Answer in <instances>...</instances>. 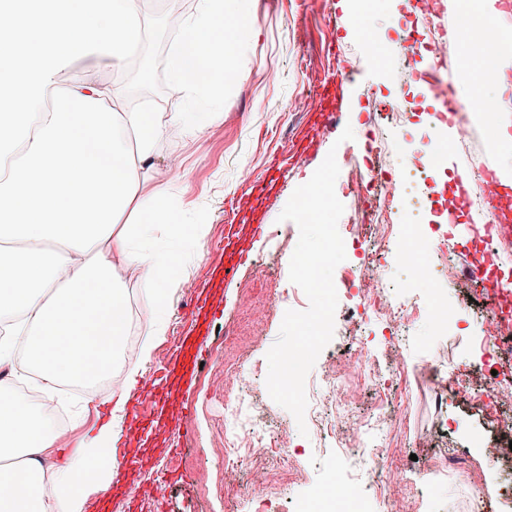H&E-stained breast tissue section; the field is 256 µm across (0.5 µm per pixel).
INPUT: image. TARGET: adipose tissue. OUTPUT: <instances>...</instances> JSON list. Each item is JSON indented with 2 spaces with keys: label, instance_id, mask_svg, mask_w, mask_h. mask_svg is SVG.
I'll list each match as a JSON object with an SVG mask.
<instances>
[{
  "label": "adipose tissue",
  "instance_id": "ef3b65f1",
  "mask_svg": "<svg viewBox=\"0 0 512 512\" xmlns=\"http://www.w3.org/2000/svg\"><path fill=\"white\" fill-rule=\"evenodd\" d=\"M143 38L141 0H0V324L25 337L50 396L111 372L128 333L124 271L153 302L139 356L150 359L167 328L173 272L195 243L181 205L143 184L187 191L186 170L160 166L154 146L174 132L201 137L214 113L112 112L101 89L81 82L46 103L61 73L81 61L121 68ZM476 74L512 187V39L499 35ZM160 228L184 250L157 247ZM14 351L0 340V512H82L89 495L111 499L131 377L111 391V422L73 445L43 405L13 392ZM68 447L45 486L43 459Z\"/></svg>",
  "mask_w": 512,
  "mask_h": 512
}]
</instances>
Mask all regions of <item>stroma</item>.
<instances>
[{"label":"stroma","mask_w":512,"mask_h":512,"mask_svg":"<svg viewBox=\"0 0 512 512\" xmlns=\"http://www.w3.org/2000/svg\"><path fill=\"white\" fill-rule=\"evenodd\" d=\"M440 3L448 36L462 48L455 59L461 77L456 92L469 97L476 62L487 45L465 36L454 0ZM408 13V0H384L369 12L365 30L355 32L340 0H256L243 69L221 116L199 139L170 137L158 144L159 164L179 163L189 172L190 187L182 201L195 213L201 255L183 265L175 280L167 330L155 340L150 360H123L114 366L119 376L135 372L133 393L163 376L171 395L150 436L132 443L139 470L121 467L112 482L111 501L104 505L89 498L84 512H124L129 503L136 512H252V505H237L224 489V409L237 392L229 375L237 367L251 376L254 416L278 427L290 445L291 457L275 471L274 491L265 497L267 512H345V504L324 486L333 474L348 481L354 494H364V481L354 477L359 465L369 471L382 468L384 478L403 489L394 502L370 501L369 512H470L469 485L434 467L441 448L478 452L483 419L455 394L449 395L447 406H436L433 382L418 388L412 375L430 358L440 379H447L453 367L471 365L476 345L487 334L490 305L473 294L468 278L467 207L456 208L455 252L444 258L424 255L430 265L439 266V273L410 279L395 259L384 263L393 286L392 303L411 301L418 310L398 350L388 343L391 331L385 319L365 313L360 296L349 287L364 261L350 239L379 240L383 231L370 224H349L346 217L338 223L348 244L345 261L334 271V336L306 377V394L320 411L326 410L332 403L327 384L332 378L345 382L342 403L358 414H372L378 402H385L387 415L379 421L388 448L384 463L372 457L356 462L344 451L352 440L350 429H330L317 415H306L308 432L300 434L292 414L270 398L264 378L266 354L278 338L283 311L309 306L305 293L289 280L299 230L294 222L280 221L279 215L331 148L351 153L362 170L369 141L383 138L393 174L426 169L429 177L418 181L417 191L445 206L455 203L460 172L499 167L488 116L482 112L471 117V141L454 148L446 164L438 166L415 154L419 143H442L454 131L444 124L431 128L440 100L426 83L404 80L402 18ZM314 74L320 85H309ZM78 80L120 92L116 111L131 110L132 100L123 93L124 70L81 63L67 71L60 87L68 89ZM394 98L407 102L404 121L381 110L384 101ZM348 126L355 138L341 141ZM254 220L262 226L256 238L249 228ZM229 221L239 225V245L249 249L250 256L228 284L216 263ZM201 295L216 308L204 319L195 314ZM438 302L448 309L447 321L433 314ZM234 316L239 319L237 334L229 338L224 330ZM202 335L208 336L209 345L196 378L189 381L180 371H167L171 347L182 337ZM355 338L372 351L376 374L387 381L385 390L363 383L348 366L346 352ZM399 361L407 369L400 377L394 374ZM91 389L88 395L62 389L55 402L68 413L66 432L76 441L110 418L105 402L108 379H99ZM441 423L446 426L443 436L434 444L422 443L421 435Z\"/></svg>","instance_id":"stroma-1"}]
</instances>
